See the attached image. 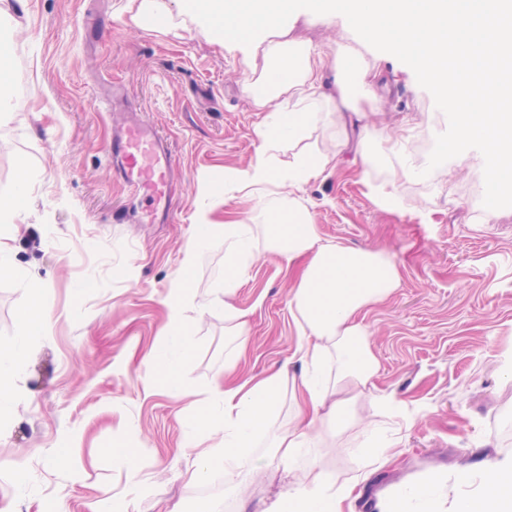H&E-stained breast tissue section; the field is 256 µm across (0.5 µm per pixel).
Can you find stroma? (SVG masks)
I'll return each mask as SVG.
<instances>
[{
  "label": "stroma",
  "instance_id": "stroma-1",
  "mask_svg": "<svg viewBox=\"0 0 512 512\" xmlns=\"http://www.w3.org/2000/svg\"><path fill=\"white\" fill-rule=\"evenodd\" d=\"M126 0H0L10 18L0 54L12 77L1 95L11 104L0 125V195L28 176L31 198L10 242L28 285L0 275V348L18 333V312L38 292L48 332L39 337L19 384L25 397L0 433V512H93L102 489L129 478L148 489L139 512H236L234 496L193 481L196 449L184 435L194 413L223 386L224 238L216 236L187 277L184 302L191 358L183 388L146 378L145 359L165 344L167 296L181 251L194 233V187L218 167L248 168L260 147L262 120L246 87L249 64L203 36L176 39L127 24ZM95 15L98 30H86ZM296 35L334 58L352 40L342 21L299 22ZM379 111L369 113L377 166L354 152L303 185L300 195L323 238L381 250L397 263L401 284L390 299L362 312L379 372L357 415L393 442L392 456L372 459L360 428L322 429L314 472L352 486L345 512H380L395 487L488 470L512 455V194L494 214L484 209L487 175L462 163L431 181L404 182L402 206L379 207L374 191L399 168L398 145L423 161L446 119L432 92L401 61L386 69ZM164 137L176 159L171 223L122 224L131 192L107 153L113 85ZM293 274L280 256L260 252L232 302L247 310L249 338L239 378L279 368L300 375V341L289 309ZM212 299L200 309V299ZM68 444L66 464L52 448ZM271 439L254 452L250 512L284 486L271 462ZM34 494L13 495L19 462Z\"/></svg>",
  "mask_w": 512,
  "mask_h": 512
}]
</instances>
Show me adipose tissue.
<instances>
[{"label": "adipose tissue", "instance_id": "obj_1", "mask_svg": "<svg viewBox=\"0 0 512 512\" xmlns=\"http://www.w3.org/2000/svg\"><path fill=\"white\" fill-rule=\"evenodd\" d=\"M132 28L180 36L194 27L225 52L258 66L248 86L259 125L260 153L246 170H224L196 186L195 232L186 244L180 275L172 283L168 322L169 350L144 362L148 377L177 379L191 351L183 341L185 277L216 234L224 236V294L232 296L259 248L286 261L305 257L291 290V306L301 341L296 349L304 371L294 383L295 413L276 438L277 468L284 489L264 512H344L351 487H333L311 474L303 459L321 426L344 432L358 425L377 437L372 423L355 419L351 402L364 393L379 371L368 332L357 321L363 310L386 302L400 285L396 265L378 251L354 249L323 240L296 193L337 159L336 151L312 149L310 131L324 119L327 106L355 111V96L377 104L379 65L361 62L345 43L333 62L311 44L292 38L301 16L323 22L341 19L358 39L404 57L421 82L436 94L448 124L436 153L419 166L402 162L400 176L378 188L376 200L388 210L401 205V180L424 181L468 161L488 175L484 209L495 212L504 189H512V0H127ZM336 66L333 96L322 93L324 72ZM292 158L281 164L277 151ZM251 201L271 226L258 238L254 225L213 219L217 188ZM38 295L19 313L16 343L0 350V428L23 394L15 381L27 366L30 342L44 335ZM282 375L274 372L241 384L215 389L199 411L187 446L196 448L194 478L224 474L225 484L248 500L244 460L260 435L272 426V409L281 397ZM224 425L220 444L206 445L214 422ZM383 512H512V459L492 469L479 491L449 500L440 480L425 479L388 501Z\"/></svg>", "mask_w": 512, "mask_h": 512}]
</instances>
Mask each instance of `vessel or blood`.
I'll list each match as a JSON object with an SVG mask.
<instances>
[{"instance_id": "obj_1", "label": "vessel or blood", "mask_w": 512, "mask_h": 512, "mask_svg": "<svg viewBox=\"0 0 512 512\" xmlns=\"http://www.w3.org/2000/svg\"><path fill=\"white\" fill-rule=\"evenodd\" d=\"M110 154L116 173L130 190L145 199L142 208L132 210V218L154 224L168 223L173 159L167 142L151 124L135 116L114 132Z\"/></svg>"}]
</instances>
